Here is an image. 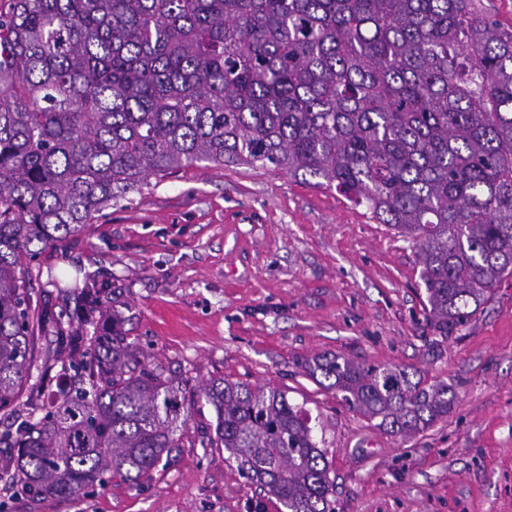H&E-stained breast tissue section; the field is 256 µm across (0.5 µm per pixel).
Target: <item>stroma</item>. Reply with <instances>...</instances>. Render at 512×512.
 <instances>
[{"label":"stroma","mask_w":512,"mask_h":512,"mask_svg":"<svg viewBox=\"0 0 512 512\" xmlns=\"http://www.w3.org/2000/svg\"><path fill=\"white\" fill-rule=\"evenodd\" d=\"M108 283L127 340L188 393L216 378L287 391L318 417L336 512H512V277L462 330L435 340L417 249L314 177L267 167L180 170L96 215L29 271L34 300L66 314L72 287ZM335 353L446 383L447 417L412 438L376 427L303 369ZM84 497L39 500L0 478L10 512H284L221 448L201 447Z\"/></svg>","instance_id":"obj_1"}]
</instances>
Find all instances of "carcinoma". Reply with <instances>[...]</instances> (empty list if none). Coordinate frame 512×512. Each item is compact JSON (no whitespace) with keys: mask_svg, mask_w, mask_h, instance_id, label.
Returning <instances> with one entry per match:
<instances>
[{"mask_svg":"<svg viewBox=\"0 0 512 512\" xmlns=\"http://www.w3.org/2000/svg\"><path fill=\"white\" fill-rule=\"evenodd\" d=\"M0 9V433L22 493L86 496L140 477L213 407L204 448L287 512H335L311 414L216 379L188 403L82 289L68 327L33 304L29 264L131 192L201 163L336 187L418 249L427 320L448 339L512 275V28L482 0H9ZM50 332L56 389L30 385ZM313 379L414 436L456 394L337 354ZM27 398L22 414L14 406Z\"/></svg>","mask_w":512,"mask_h":512,"instance_id":"cac0c4a2","label":"carcinoma"}]
</instances>
